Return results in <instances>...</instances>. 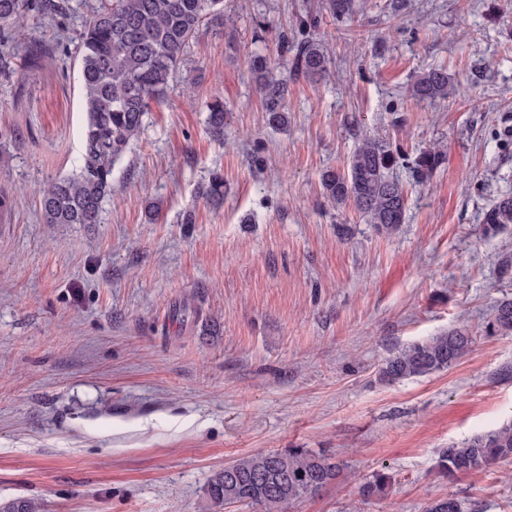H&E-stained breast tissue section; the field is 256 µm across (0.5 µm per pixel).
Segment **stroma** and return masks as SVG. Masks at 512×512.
I'll return each instance as SVG.
<instances>
[{
	"label": "stroma",
	"mask_w": 512,
	"mask_h": 512,
	"mask_svg": "<svg viewBox=\"0 0 512 512\" xmlns=\"http://www.w3.org/2000/svg\"><path fill=\"white\" fill-rule=\"evenodd\" d=\"M30 36L39 67L0 82V194L15 198L0 215V498L204 512L224 465L305 448L346 477L288 512H425L451 494L464 512H512V459L437 473L448 443L512 420V334L483 333L512 298V224L481 222L512 193V0H367L343 20L326 0H224L114 165L97 224L41 221L37 190L77 167L85 114L73 57L49 29ZM308 39L333 75L289 77L288 124L272 125L251 59L290 63ZM435 67L455 92L416 101ZM364 134L407 191L391 234L323 194ZM433 148L444 161L418 183ZM216 170L217 210L197 194ZM459 326L475 341L455 367L380 380L391 352ZM378 470L388 496L362 501Z\"/></svg>",
	"instance_id": "stroma-1"
}]
</instances>
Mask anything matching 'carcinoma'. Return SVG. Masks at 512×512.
I'll list each match as a JSON object with an SVG mask.
<instances>
[{"label":"carcinoma","instance_id":"obj_1","mask_svg":"<svg viewBox=\"0 0 512 512\" xmlns=\"http://www.w3.org/2000/svg\"><path fill=\"white\" fill-rule=\"evenodd\" d=\"M223 0H99L92 19L72 31L62 22L70 11L66 0H0V80L8 82L24 68L38 66L41 52L30 48L25 19L33 16L55 33L56 44H74L75 64L86 125L78 171L37 191L46 224H97L104 200L112 194V167L130 150L145 116L160 103L180 68L189 42L202 26L222 12ZM338 17L351 16L356 0H329ZM294 72L310 79L328 72L320 43L306 40L296 46ZM262 106L279 125L288 120L287 78L257 55L252 61ZM453 88L448 72L432 68L417 77L412 96L435 102ZM213 137L224 136V100L208 105ZM442 154L425 151L416 160L415 176L422 180L441 164ZM323 193L334 205L353 201L370 221L390 234L405 221L401 181L393 174V156L380 140L364 137L349 161L347 172L328 170L321 178ZM200 194L212 206L224 203V176L213 173ZM482 224L496 230L512 224V197L495 201ZM488 336L512 333V298L499 301L484 324ZM474 343L471 331L459 326L392 352L379 369L387 382L424 377L456 365ZM512 458V423L452 443L439 455L438 473L457 478ZM211 476L205 488L208 506L222 509L250 504L259 512H287L288 506L311 496L338 479L344 464L313 451L290 448L281 452L258 449ZM390 477L377 471L358 482L363 500L387 494ZM0 512H45L36 498L0 499ZM426 512H463L461 500L449 495L432 500Z\"/></svg>","mask_w":512,"mask_h":512}]
</instances>
